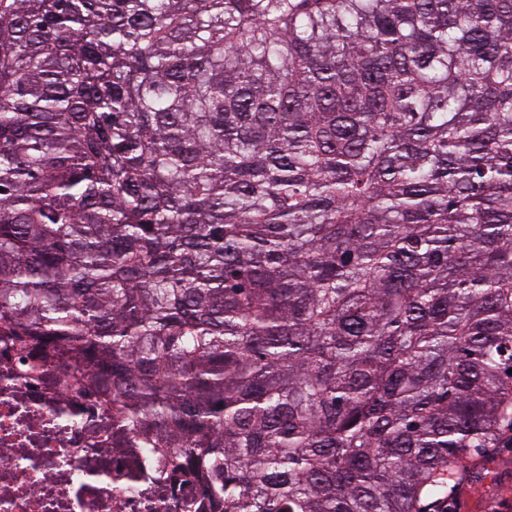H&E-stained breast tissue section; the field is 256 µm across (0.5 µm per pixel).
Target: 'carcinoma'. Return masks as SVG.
Here are the masks:
<instances>
[{"mask_svg":"<svg viewBox=\"0 0 512 512\" xmlns=\"http://www.w3.org/2000/svg\"><path fill=\"white\" fill-rule=\"evenodd\" d=\"M0 333L193 512H421L512 422V0H0Z\"/></svg>","mask_w":512,"mask_h":512,"instance_id":"obj_1","label":"carcinoma"}]
</instances>
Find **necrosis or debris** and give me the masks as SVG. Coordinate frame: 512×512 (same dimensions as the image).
Segmentation results:
<instances>
[{
    "label": "necrosis or debris",
    "instance_id": "1",
    "mask_svg": "<svg viewBox=\"0 0 512 512\" xmlns=\"http://www.w3.org/2000/svg\"><path fill=\"white\" fill-rule=\"evenodd\" d=\"M63 371L56 363L27 377L0 340V512H190L197 488L170 492Z\"/></svg>",
    "mask_w": 512,
    "mask_h": 512
}]
</instances>
